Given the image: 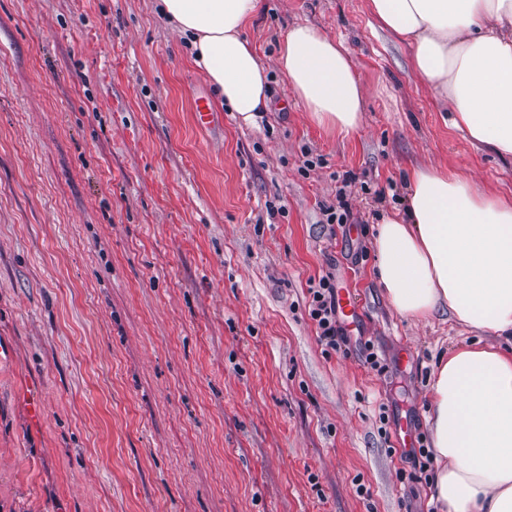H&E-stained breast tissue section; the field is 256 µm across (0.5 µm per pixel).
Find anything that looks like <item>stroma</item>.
<instances>
[{
	"mask_svg": "<svg viewBox=\"0 0 512 512\" xmlns=\"http://www.w3.org/2000/svg\"><path fill=\"white\" fill-rule=\"evenodd\" d=\"M296 23L350 50L365 110L348 137L280 73ZM245 33L269 79L258 126L226 111L160 0H0V512L432 508L379 418L430 445L434 364L496 339L399 315L374 239L412 168L512 202V158L450 127L368 0H264ZM199 93L222 124L197 127ZM347 174L355 235L323 216ZM328 273L363 308L338 353L308 314Z\"/></svg>",
	"mask_w": 512,
	"mask_h": 512,
	"instance_id": "35a3bbf8",
	"label": "stroma"
}]
</instances>
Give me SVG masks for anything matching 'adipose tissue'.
Here are the masks:
<instances>
[{
  "label": "adipose tissue",
  "mask_w": 512,
  "mask_h": 512,
  "mask_svg": "<svg viewBox=\"0 0 512 512\" xmlns=\"http://www.w3.org/2000/svg\"><path fill=\"white\" fill-rule=\"evenodd\" d=\"M263 0H161L231 111L248 124L270 109L268 77L243 31ZM379 26L411 46L412 66L450 125L512 155V0H370ZM279 67L319 126L346 136L364 95L344 41L306 24L281 39ZM407 210L383 218L377 273L395 311H438L487 331L501 346L463 343L432 371L426 420L443 512H512V203L473 189L457 172L416 167Z\"/></svg>",
  "instance_id": "ef3b65f1"
}]
</instances>
